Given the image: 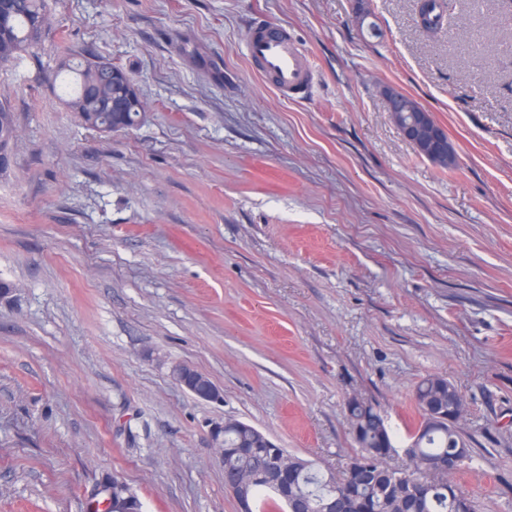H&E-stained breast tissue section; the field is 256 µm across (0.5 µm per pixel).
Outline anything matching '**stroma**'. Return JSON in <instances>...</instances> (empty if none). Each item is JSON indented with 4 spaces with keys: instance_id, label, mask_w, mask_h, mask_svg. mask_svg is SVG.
<instances>
[{
    "instance_id": "obj_1",
    "label": "stroma",
    "mask_w": 512,
    "mask_h": 512,
    "mask_svg": "<svg viewBox=\"0 0 512 512\" xmlns=\"http://www.w3.org/2000/svg\"><path fill=\"white\" fill-rule=\"evenodd\" d=\"M52 30L0 68L19 137L0 178V512H91L105 477L142 512H240L214 426L232 417L341 473L344 410L375 405L401 448L418 382L467 405L481 512H512V14L455 0H51ZM319 73L286 101L252 72L255 18ZM124 67L136 129L80 126L64 58ZM389 84L457 148L420 156ZM194 365L208 402L173 380ZM172 377L177 385L194 397L217 402L223 399V393L215 383L196 367L187 363H175L172 366Z\"/></svg>"
}]
</instances>
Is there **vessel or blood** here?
I'll return each mask as SVG.
<instances>
[{"label":"vessel or blood","mask_w":512,"mask_h":512,"mask_svg":"<svg viewBox=\"0 0 512 512\" xmlns=\"http://www.w3.org/2000/svg\"><path fill=\"white\" fill-rule=\"evenodd\" d=\"M245 50L253 72L283 99H302L315 81L311 56L287 29L256 22L246 34Z\"/></svg>","instance_id":"b4317fda"}]
</instances>
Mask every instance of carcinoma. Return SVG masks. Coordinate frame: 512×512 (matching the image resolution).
I'll use <instances>...</instances> for the list:
<instances>
[{"label":"carcinoma","instance_id":"cac0c4a2","mask_svg":"<svg viewBox=\"0 0 512 512\" xmlns=\"http://www.w3.org/2000/svg\"><path fill=\"white\" fill-rule=\"evenodd\" d=\"M50 31V0H0V66H7L41 44ZM114 64L86 60L78 65L63 64L58 74H75L66 103L78 121L89 129L110 133L129 131L146 119L138 89L127 71L122 82L112 81ZM129 96L119 118L112 112V99ZM18 125L11 104L0 100V149H12ZM447 378L430 375L417 385L415 399L422 420L417 448H406L404 466L388 468L384 459L394 451V437L381 412L372 404L353 398L346 405V418L359 445L356 457L363 461L360 473L336 477L322 471L314 462L284 448H267L249 429L230 425L224 429V483L246 486L251 512H266L270 504L316 512L323 503L336 501L338 512H479L476 501L448 479V456L457 448L459 430L455 422V400L448 399ZM442 413L451 422L429 423L432 412ZM288 459L294 471L291 492L283 499L261 481L249 479L269 474L274 456ZM110 498L107 512H122L128 500L139 505L127 485L116 480L102 485Z\"/></svg>","mask_w":512,"mask_h":512}]
</instances>
